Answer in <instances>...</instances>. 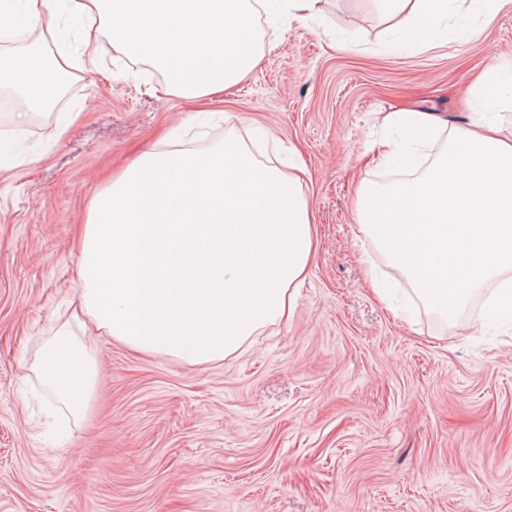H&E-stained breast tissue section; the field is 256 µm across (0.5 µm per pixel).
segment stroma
I'll return each instance as SVG.
<instances>
[{"label": "stroma", "instance_id": "stroma-1", "mask_svg": "<svg viewBox=\"0 0 512 512\" xmlns=\"http://www.w3.org/2000/svg\"><path fill=\"white\" fill-rule=\"evenodd\" d=\"M53 7L52 35L0 51L74 56L69 4ZM260 38L252 73L197 105L110 45L96 69L68 68L51 109L0 86L16 101L0 126V512H512V328L437 322L385 264L393 301L378 300L354 212L360 184L390 173L367 165L372 147L405 132L389 114L512 133V96L475 84L512 65V10L466 0L405 24L376 0H318ZM228 137L309 173L316 252L292 317L207 363L100 336V384L75 419L36 366L79 306L90 200L160 139L199 151Z\"/></svg>", "mask_w": 512, "mask_h": 512}]
</instances>
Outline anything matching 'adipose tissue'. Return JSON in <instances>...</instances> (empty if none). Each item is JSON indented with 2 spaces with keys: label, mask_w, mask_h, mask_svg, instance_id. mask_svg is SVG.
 I'll return each instance as SVG.
<instances>
[{
  "label": "adipose tissue",
  "mask_w": 512,
  "mask_h": 512,
  "mask_svg": "<svg viewBox=\"0 0 512 512\" xmlns=\"http://www.w3.org/2000/svg\"><path fill=\"white\" fill-rule=\"evenodd\" d=\"M98 17L82 42L92 70L99 39L162 70L196 100L242 81L261 57L251 0H70ZM70 61L0 55V75L47 108ZM300 175L257 163L228 142L209 151L149 150L89 203L79 230L80 312L113 340L148 355L205 363L288 318L305 280L315 227ZM43 382L86 415L98 373L83 338L55 337Z\"/></svg>",
  "instance_id": "ef3b65f1"
}]
</instances>
